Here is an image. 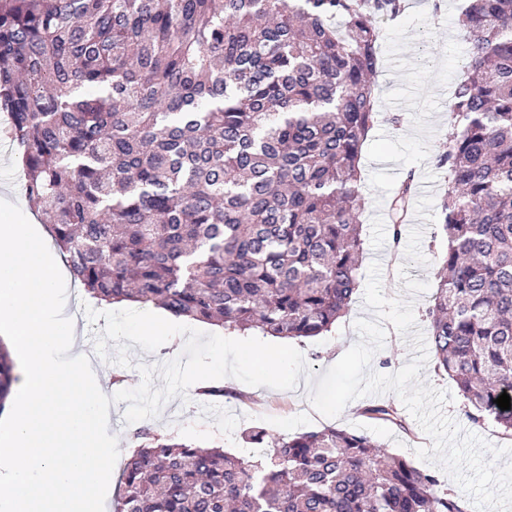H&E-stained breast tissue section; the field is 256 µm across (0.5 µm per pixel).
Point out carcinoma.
I'll return each mask as SVG.
<instances>
[{
  "label": "carcinoma",
  "mask_w": 512,
  "mask_h": 512,
  "mask_svg": "<svg viewBox=\"0 0 512 512\" xmlns=\"http://www.w3.org/2000/svg\"><path fill=\"white\" fill-rule=\"evenodd\" d=\"M405 0H0V109L26 197L85 292L264 336L331 330L359 285V160L379 21ZM469 60L436 157L437 369L512 436V0H465ZM413 175L389 203L392 238ZM14 362L0 342V412ZM364 414L407 428L391 404ZM117 512H463L363 433L268 437L267 461L146 426Z\"/></svg>",
  "instance_id": "obj_1"
}]
</instances>
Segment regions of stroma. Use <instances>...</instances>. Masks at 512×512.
<instances>
[{
  "label": "stroma",
  "mask_w": 512,
  "mask_h": 512,
  "mask_svg": "<svg viewBox=\"0 0 512 512\" xmlns=\"http://www.w3.org/2000/svg\"><path fill=\"white\" fill-rule=\"evenodd\" d=\"M461 0H443L440 12H433L431 0H416L408 6L405 18L397 24L382 26L380 42L381 69L376 78L379 120L363 147L360 188L367 199L360 217L364 238V258L360 282H367V271L378 255L391 244L388 202L407 174L416 182L429 185L430 192L415 196L412 207L421 211V227L406 226L399 244L400 259L382 266L381 285L386 297L414 303L416 328L427 331L426 311L438 282V272L446 242L438 226L437 205L445 186L446 172L437 168L435 156L451 132L448 101L454 84L463 74L468 57L465 30L460 21ZM400 115V125H393L391 115ZM7 120L0 112V199L11 202L25 198L24 180L17 163L15 145L5 130ZM363 292H356L349 310L337 320L331 331L321 336L293 340L315 375H323L334 359L356 343V320L372 319L373 313L363 302ZM414 356L410 339L394 327H387L383 347L371 361V370L391 374ZM168 349L146 352L138 344L130 346V367L98 360L102 377H113V390L136 387L141 376L137 364L167 362ZM420 377L432 386L451 392L452 400L444 407L458 425L481 436L495 446H511L512 438L503 435L491 421L473 422L466 413V403L457 395L447 374L438 371L434 361H427ZM309 382L299 379L292 390L253 387L234 378L224 383V398L204 399L197 387H190L186 398L168 401L160 414L148 424L164 435L201 446L219 447L237 456L254 459L266 456L267 446L246 442L247 432L262 429L277 436H293L327 426L354 430L371 436L389 451L401 454L423 471L430 463L420 460L415 451L431 446L432 441L413 416H406V429L368 419L364 408L382 403L398 404L395 394L368 395L350 402L335 418L316 412L309 400Z\"/></svg>",
  "instance_id": "1"
}]
</instances>
